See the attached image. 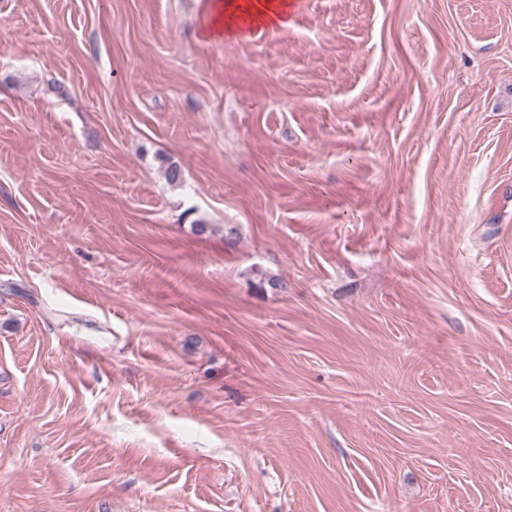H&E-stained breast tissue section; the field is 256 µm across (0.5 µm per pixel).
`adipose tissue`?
<instances>
[{
  "mask_svg": "<svg viewBox=\"0 0 512 512\" xmlns=\"http://www.w3.org/2000/svg\"><path fill=\"white\" fill-rule=\"evenodd\" d=\"M288 6V0H214L209 33L231 37L247 27L286 26Z\"/></svg>",
  "mask_w": 512,
  "mask_h": 512,
  "instance_id": "obj_1",
  "label": "adipose tissue"
}]
</instances>
